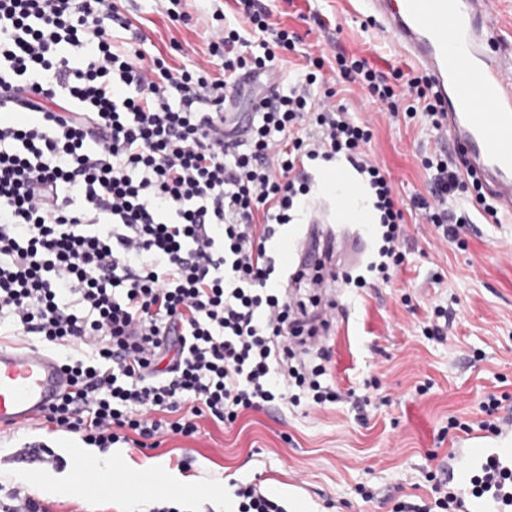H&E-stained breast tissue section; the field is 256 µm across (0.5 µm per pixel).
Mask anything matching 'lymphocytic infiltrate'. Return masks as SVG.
<instances>
[{"label":"lymphocytic infiltrate","instance_id":"1","mask_svg":"<svg viewBox=\"0 0 512 512\" xmlns=\"http://www.w3.org/2000/svg\"><path fill=\"white\" fill-rule=\"evenodd\" d=\"M242 20L213 29L205 63L175 69L115 42L116 0H0V323L67 357L70 394L45 416L106 449L158 448L196 419L235 422L270 407L322 406L342 394L327 351L292 366L287 335H301L278 285L270 243L310 191L306 162L348 163L380 214L368 265L391 280L405 260L406 221L391 181L364 148L370 126L335 103L324 55L238 0ZM299 54L288 88L261 76ZM336 78L361 86L380 111L423 113L439 128L430 80L366 58L335 56ZM254 79L252 133L224 137V100ZM428 196L412 207L444 239L470 223L450 195L484 193L461 179L459 159L434 152Z\"/></svg>","mask_w":512,"mask_h":512}]
</instances>
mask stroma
<instances>
[{
	"mask_svg": "<svg viewBox=\"0 0 512 512\" xmlns=\"http://www.w3.org/2000/svg\"><path fill=\"white\" fill-rule=\"evenodd\" d=\"M273 19L302 34L305 42H329L332 51L365 57L382 72L412 71V63L380 33L360 0H269ZM171 0H125L123 14L147 37L146 52L174 63L198 58L223 8L237 15L235 0H182L186 26L167 18ZM338 101L369 121L374 137L369 156L389 175L403 205L427 192L430 173L421 159L437 140L423 115L389 119L365 105L354 84L337 88ZM298 223L282 227L281 239H307L311 230L335 232L332 259L303 262L305 277L284 276L291 302L307 304L315 334L294 345V366L314 362L319 348L329 352L328 372L342 391L341 401L323 409L270 408L246 412L231 426L199 422L196 436H167L156 449L127 447L125 473L146 471L163 461L189 482L215 489L198 501L197 512H233L232 482L249 481L277 490L288 512H392L400 501L436 497L428 475L439 472L460 437L449 418L470 425L484 420L487 394H508L512 408V222L472 212L458 241L442 242L433 226L408 224L402 244L405 261L390 282L370 278L363 288L347 287L345 274L363 273L378 241L363 233L364 249L348 261L342 242L348 225L336 219V201L311 190ZM447 307L443 340L423 336L435 306ZM72 433L40 421L0 430V512L9 490L40 497L38 481L68 474L65 446ZM26 473L30 482L16 483ZM371 500H363L361 491ZM125 496L84 485L42 497L49 512H117Z\"/></svg>",
	"mask_w": 512,
	"mask_h": 512,
	"instance_id": "stroma-1",
	"label": "stroma"
}]
</instances>
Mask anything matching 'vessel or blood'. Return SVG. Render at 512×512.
<instances>
[{
  "label": "vessel or blood",
  "mask_w": 512,
  "mask_h": 512,
  "mask_svg": "<svg viewBox=\"0 0 512 512\" xmlns=\"http://www.w3.org/2000/svg\"><path fill=\"white\" fill-rule=\"evenodd\" d=\"M500 0H362L379 30L431 78L442 144L465 153L505 217H512V54L501 51ZM58 358L0 344V429L25 424L69 393ZM460 512H512V414L496 433H471L448 454Z\"/></svg>",
  "instance_id": "1"
}]
</instances>
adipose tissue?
<instances>
[{
	"instance_id": "adipose-tissue-1",
	"label": "adipose tissue",
	"mask_w": 512,
	"mask_h": 512,
	"mask_svg": "<svg viewBox=\"0 0 512 512\" xmlns=\"http://www.w3.org/2000/svg\"><path fill=\"white\" fill-rule=\"evenodd\" d=\"M323 193L340 194L345 204L340 211L343 222L349 224H375L379 221L374 207V198L367 185L357 180L343 165L328 166L322 169L318 180Z\"/></svg>"
}]
</instances>
